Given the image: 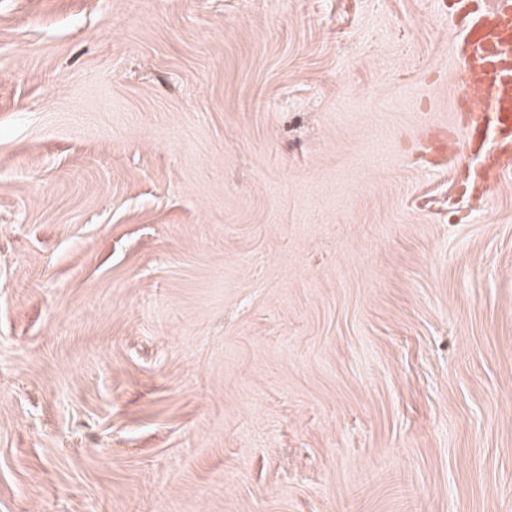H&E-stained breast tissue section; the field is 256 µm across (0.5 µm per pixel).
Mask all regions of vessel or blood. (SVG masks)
Here are the masks:
<instances>
[{
  "instance_id": "vessel-or-blood-1",
  "label": "vessel or blood",
  "mask_w": 512,
  "mask_h": 512,
  "mask_svg": "<svg viewBox=\"0 0 512 512\" xmlns=\"http://www.w3.org/2000/svg\"><path fill=\"white\" fill-rule=\"evenodd\" d=\"M460 30L456 56L460 80L483 78L479 98L461 94L452 101L460 125L449 135H462L476 179L494 180L502 159L512 154V0H457Z\"/></svg>"
}]
</instances>
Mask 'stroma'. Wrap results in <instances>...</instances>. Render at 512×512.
<instances>
[{
  "mask_svg": "<svg viewBox=\"0 0 512 512\" xmlns=\"http://www.w3.org/2000/svg\"><path fill=\"white\" fill-rule=\"evenodd\" d=\"M453 0H0V512H512V169L429 150Z\"/></svg>",
  "mask_w": 512,
  "mask_h": 512,
  "instance_id": "1",
  "label": "stroma"
}]
</instances>
